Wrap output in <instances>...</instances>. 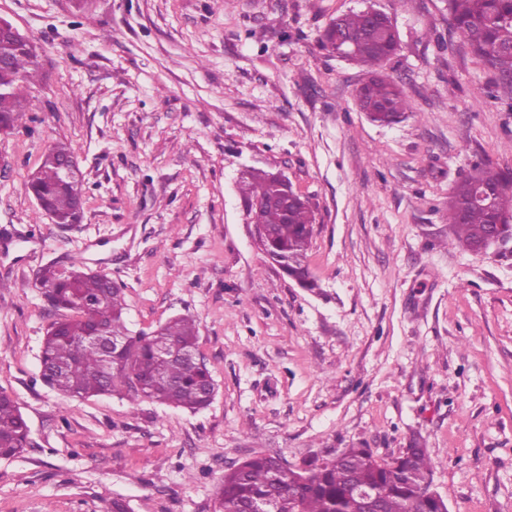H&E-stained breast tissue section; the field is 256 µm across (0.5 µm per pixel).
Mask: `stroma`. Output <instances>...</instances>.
I'll return each instance as SVG.
<instances>
[{
  "mask_svg": "<svg viewBox=\"0 0 512 512\" xmlns=\"http://www.w3.org/2000/svg\"><path fill=\"white\" fill-rule=\"evenodd\" d=\"M370 6L400 37L385 70L410 108L392 125L355 104L365 68L319 42ZM0 16L42 64L25 129L0 134V391L30 428L0 458V512H222L247 457L388 460L415 437L449 512H512V253L463 250L448 225L474 164L512 169V92L448 47L445 0H0ZM59 140L84 177L71 229L27 192ZM252 168L309 199L317 288L256 245ZM75 261L123 284L133 332L195 320L207 407L43 382L58 314L36 277Z\"/></svg>",
  "mask_w": 512,
  "mask_h": 512,
  "instance_id": "1",
  "label": "stroma"
}]
</instances>
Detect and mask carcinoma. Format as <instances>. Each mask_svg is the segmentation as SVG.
<instances>
[{
	"label": "carcinoma",
	"instance_id": "carcinoma-1",
	"mask_svg": "<svg viewBox=\"0 0 512 512\" xmlns=\"http://www.w3.org/2000/svg\"><path fill=\"white\" fill-rule=\"evenodd\" d=\"M454 34L476 61L497 76L499 85L512 88V0H447ZM321 46L347 52V59L372 69L356 90L359 109L374 121L395 123L409 104L399 83L376 71L397 54L399 35L388 16L368 21L361 11L331 18L320 36ZM7 64L0 67V132L11 133L24 124L27 97L23 87L39 71L38 55L30 43L0 44ZM73 156L70 145L58 141L44 153L31 173L27 191L63 224H78L84 216L83 187L62 174L63 162ZM490 188L494 202L470 206L476 190ZM246 201L259 204L257 219L267 231L265 253L288 261V276L311 277L306 264L315 216L309 201L274 174L253 171L243 182ZM512 170L476 166L453 187L448 201V224L459 246L476 251L489 225H502L512 235ZM40 279L49 285L46 298L54 309L71 315L53 322L43 341V381L70 399L116 393L130 402L150 400L198 410L210 404L216 386L205 363L171 359L162 349L177 346L198 353L194 320L177 317L150 333L129 331L122 290L112 278L80 266H46ZM100 327L117 340L107 355L91 338ZM29 427L16 402L0 392V456L13 457L27 446ZM434 463L416 445L392 461H380L367 448H349L339 459L309 471L281 466L273 456L256 455L224 472L219 488L224 512H245L256 503H273L278 512H353V491L370 486L379 493V512H442L429 492L427 478Z\"/></svg>",
	"mask_w": 512,
	"mask_h": 512
}]
</instances>
